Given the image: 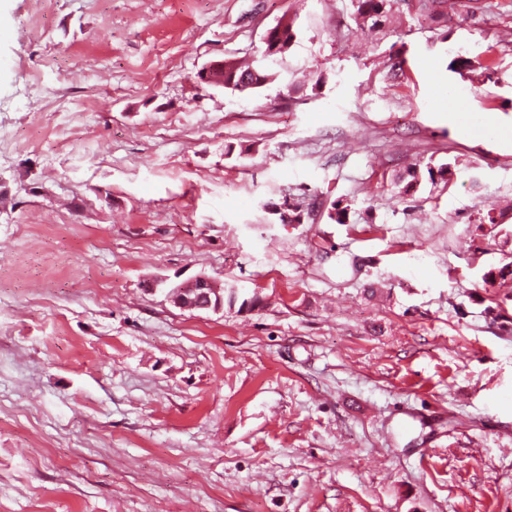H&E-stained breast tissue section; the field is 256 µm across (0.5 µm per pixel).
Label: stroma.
Wrapping results in <instances>:
<instances>
[{
  "instance_id": "1",
  "label": "stroma",
  "mask_w": 512,
  "mask_h": 512,
  "mask_svg": "<svg viewBox=\"0 0 512 512\" xmlns=\"http://www.w3.org/2000/svg\"><path fill=\"white\" fill-rule=\"evenodd\" d=\"M478 5L0 0V512H512V0ZM284 18L282 81L197 84ZM197 276L264 302L174 306ZM395 0H354L355 15L360 26L369 31L379 30L391 22ZM415 1V9L426 12L438 24H448L454 15L465 11L467 14L472 0H409ZM450 1V3H448Z\"/></svg>"
}]
</instances>
